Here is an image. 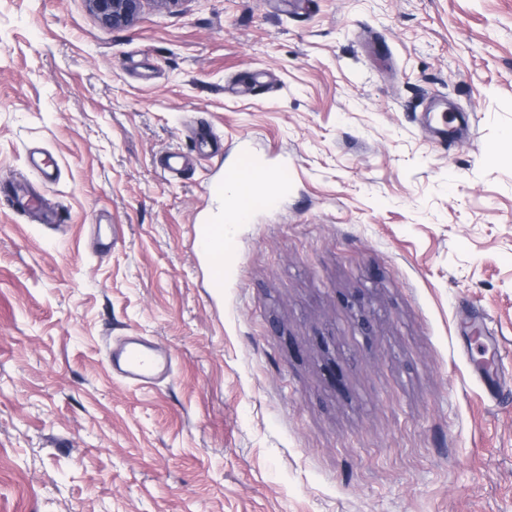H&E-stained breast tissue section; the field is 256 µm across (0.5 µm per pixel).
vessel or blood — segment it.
I'll return each mask as SVG.
<instances>
[{
    "label": "vessel or blood",
    "instance_id": "1",
    "mask_svg": "<svg viewBox=\"0 0 512 512\" xmlns=\"http://www.w3.org/2000/svg\"><path fill=\"white\" fill-rule=\"evenodd\" d=\"M0 203L17 213L48 210L49 202L24 190L15 180L0 179ZM199 248L211 267L224 264V228L206 225L199 235ZM107 359L114 376L140 389L152 387L156 380L171 372L173 354L165 346L148 342L141 336H127L107 348Z\"/></svg>",
    "mask_w": 512,
    "mask_h": 512
}]
</instances>
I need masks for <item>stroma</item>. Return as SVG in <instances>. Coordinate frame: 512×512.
Instances as JSON below:
<instances>
[{"instance_id": "35a3bbf8", "label": "stroma", "mask_w": 512, "mask_h": 512, "mask_svg": "<svg viewBox=\"0 0 512 512\" xmlns=\"http://www.w3.org/2000/svg\"><path fill=\"white\" fill-rule=\"evenodd\" d=\"M35 151L62 229L0 205V512H512V0H0V177ZM236 165L286 189L216 291ZM126 334L168 378L112 375ZM98 23L106 28L128 26L146 0H86ZM199 248L213 270L224 264V228L221 224H205L199 233ZM112 374L138 389L150 388L171 372L173 354L160 344L149 343L143 336H125L107 347Z\"/></svg>"}]
</instances>
